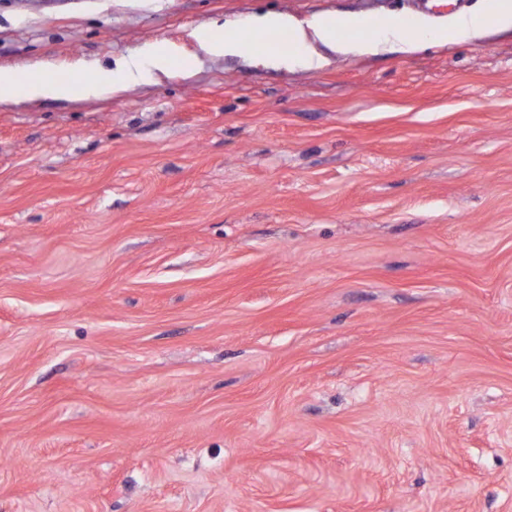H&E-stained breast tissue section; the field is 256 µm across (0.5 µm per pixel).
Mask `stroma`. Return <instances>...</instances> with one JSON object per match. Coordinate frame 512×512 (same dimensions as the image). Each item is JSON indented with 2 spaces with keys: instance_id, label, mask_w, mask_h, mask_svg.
Returning a JSON list of instances; mask_svg holds the SVG:
<instances>
[{
  "instance_id": "stroma-1",
  "label": "stroma",
  "mask_w": 512,
  "mask_h": 512,
  "mask_svg": "<svg viewBox=\"0 0 512 512\" xmlns=\"http://www.w3.org/2000/svg\"><path fill=\"white\" fill-rule=\"evenodd\" d=\"M365 0H0V512H512V29L201 53ZM144 54L150 58L154 68L161 71L169 68L175 58L184 71H190L195 66V58L192 55L175 54L172 50L158 45L145 49ZM141 72L140 60L130 58L112 70V76H103L92 68H85L77 80L70 82H59L48 76L30 77L26 94L33 98L52 99L113 96L128 89Z\"/></svg>"
}]
</instances>
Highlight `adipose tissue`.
Returning <instances> with one entry per match:
<instances>
[{"instance_id": "adipose-tissue-1", "label": "adipose tissue", "mask_w": 512, "mask_h": 512, "mask_svg": "<svg viewBox=\"0 0 512 512\" xmlns=\"http://www.w3.org/2000/svg\"><path fill=\"white\" fill-rule=\"evenodd\" d=\"M488 17L493 19L497 27L512 28V0H482L476 14H458L445 28L429 29L421 26L405 31L398 25L389 23L369 34L361 36L357 33L353 37L337 36L336 28L342 25L357 31L363 22L356 17L339 20L315 17L299 22L285 14L268 13L256 18L248 27L231 28L220 36L203 34L200 43L204 51L214 56H234L250 52L260 57H277L280 63L288 66L317 69L325 63L324 57L315 49L319 43L333 46L340 52L376 53L388 43L398 42L412 46L427 41L476 38L484 30L483 19ZM274 31L286 33L290 37L291 47L288 52L277 54L271 49L265 35ZM141 72L140 60L131 58L123 61L109 76L86 68L77 80L70 82H60L47 76L32 77L27 83V94L33 98L52 99L112 96L128 89Z\"/></svg>"}]
</instances>
